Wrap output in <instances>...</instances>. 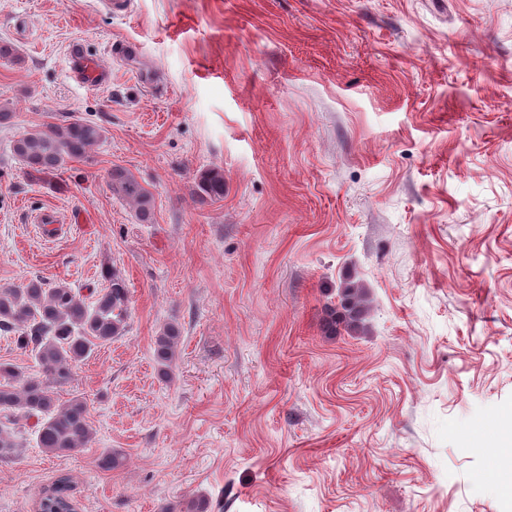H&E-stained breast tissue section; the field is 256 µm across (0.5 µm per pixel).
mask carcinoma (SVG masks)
I'll use <instances>...</instances> for the list:
<instances>
[{"mask_svg":"<svg viewBox=\"0 0 512 512\" xmlns=\"http://www.w3.org/2000/svg\"><path fill=\"white\" fill-rule=\"evenodd\" d=\"M102 138L97 125L70 117L20 136L13 153L29 170V175H55L70 160L83 158ZM112 196L131 204L138 219H152L153 199L127 168L116 166L109 172ZM195 191L203 199L224 198V171L211 168L195 177ZM101 275L105 287L88 303L66 283L47 287L41 278L21 286L0 287V332L13 335L16 346L33 353L39 371L24 375L19 367L0 361V460L11 458L22 447L18 422L36 419L34 434L38 447L54 454H67L92 441L86 402L74 397L60 402L57 391L70 385L75 368L96 348L124 335L129 317L130 290L123 273L104 260ZM368 312L364 292L356 285L341 290L338 307L327 310L324 327L335 333L342 326L354 330ZM181 337L176 325H164L155 337L156 359L161 373L175 357ZM201 497L179 501L171 512H207ZM36 512H78L74 486L66 474L45 488Z\"/></svg>","mask_w":512,"mask_h":512,"instance_id":"1","label":"carcinoma"}]
</instances>
